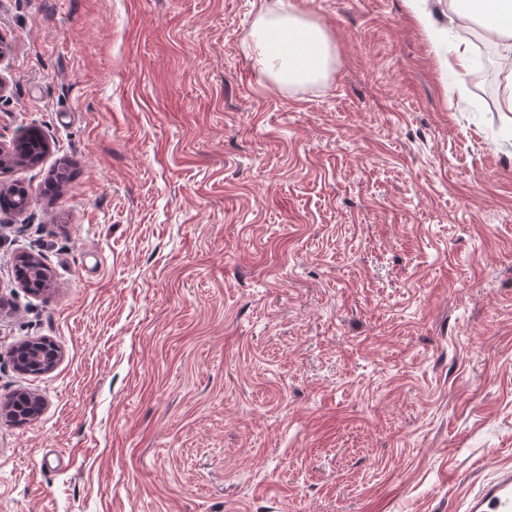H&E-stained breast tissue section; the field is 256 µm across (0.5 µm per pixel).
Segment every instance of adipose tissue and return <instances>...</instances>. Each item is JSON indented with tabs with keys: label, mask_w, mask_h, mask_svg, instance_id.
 I'll use <instances>...</instances> for the list:
<instances>
[{
	"label": "adipose tissue",
	"mask_w": 512,
	"mask_h": 512,
	"mask_svg": "<svg viewBox=\"0 0 512 512\" xmlns=\"http://www.w3.org/2000/svg\"><path fill=\"white\" fill-rule=\"evenodd\" d=\"M457 20L478 22L496 39L504 64L512 63V0H449ZM332 41L317 23L284 10L283 0H260L251 54L260 71L277 84L304 85L326 78Z\"/></svg>",
	"instance_id": "obj_1"
}]
</instances>
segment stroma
I'll return each instance as SVG.
<instances>
[{
	"label": "stroma",
	"mask_w": 512,
	"mask_h": 512,
	"mask_svg": "<svg viewBox=\"0 0 512 512\" xmlns=\"http://www.w3.org/2000/svg\"><path fill=\"white\" fill-rule=\"evenodd\" d=\"M326 80L273 87L258 0H0V512H465L512 467V114L427 0H290ZM48 269L39 294L17 258ZM62 357L26 374L10 350Z\"/></svg>",
	"instance_id": "35a3bbf8"
}]
</instances>
